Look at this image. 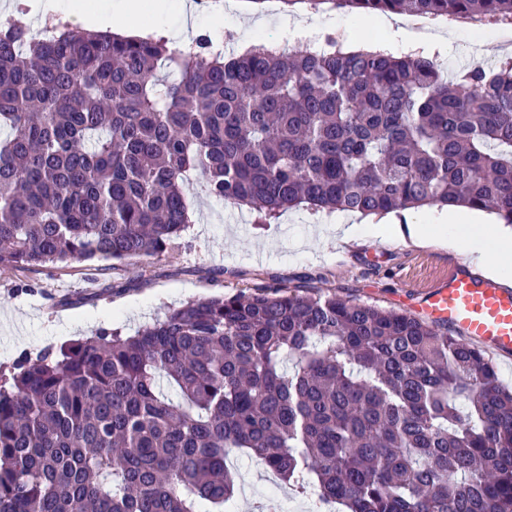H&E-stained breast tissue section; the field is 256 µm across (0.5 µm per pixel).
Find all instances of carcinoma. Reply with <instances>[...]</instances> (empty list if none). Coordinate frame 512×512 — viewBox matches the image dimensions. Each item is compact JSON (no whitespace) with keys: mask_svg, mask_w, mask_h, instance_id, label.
I'll return each mask as SVG.
<instances>
[{"mask_svg":"<svg viewBox=\"0 0 512 512\" xmlns=\"http://www.w3.org/2000/svg\"><path fill=\"white\" fill-rule=\"evenodd\" d=\"M512 23V0H336ZM0 269L155 258L184 184L269 220L462 204L512 224V65L0 28ZM246 452L346 512H512V389L448 328L260 285L0 366V512H225Z\"/></svg>","mask_w":512,"mask_h":512,"instance_id":"cac0c4a2","label":"carcinoma"}]
</instances>
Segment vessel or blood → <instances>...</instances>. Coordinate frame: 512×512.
Returning <instances> with one entry per match:
<instances>
[{"mask_svg": "<svg viewBox=\"0 0 512 512\" xmlns=\"http://www.w3.org/2000/svg\"><path fill=\"white\" fill-rule=\"evenodd\" d=\"M468 259L455 262L447 283L418 305L426 318L503 355L512 354V287L472 275Z\"/></svg>", "mask_w": 512, "mask_h": 512, "instance_id": "obj_1", "label": "vessel or blood"}]
</instances>
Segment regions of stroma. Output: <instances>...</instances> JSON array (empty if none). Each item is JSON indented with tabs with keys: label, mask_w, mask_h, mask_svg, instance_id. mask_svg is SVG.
<instances>
[{
	"label": "stroma",
	"mask_w": 512,
	"mask_h": 512,
	"mask_svg": "<svg viewBox=\"0 0 512 512\" xmlns=\"http://www.w3.org/2000/svg\"><path fill=\"white\" fill-rule=\"evenodd\" d=\"M286 15L315 23L324 37L355 21L352 12L330 0L316 6L310 0H236L234 12L224 17L225 55L239 51V18L264 19L273 32ZM185 193L193 222L178 245L159 258L0 270V363H11L23 351L70 343L101 327L132 335L187 301L258 284L305 282L324 294L407 314L425 293L447 281L458 257L445 247L382 243L373 238V225L341 211L315 221L307 210L294 208L273 223L258 224L253 211L209 196L196 175ZM339 224L361 225L369 242L346 248L336 237ZM107 286L112 295H103ZM232 466L238 475L234 512H255L271 474L260 461L245 457H233Z\"/></svg>",
	"instance_id": "35a3bbf8"
}]
</instances>
